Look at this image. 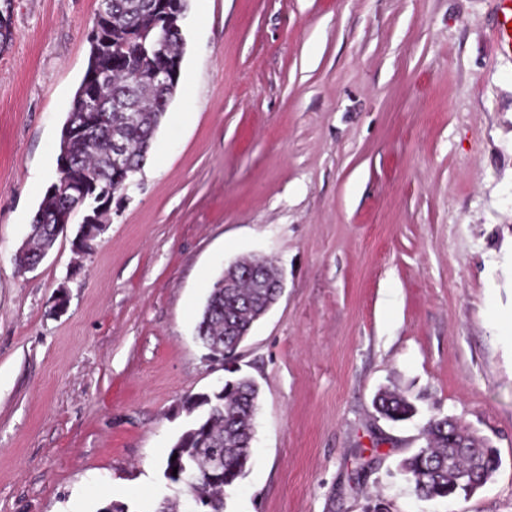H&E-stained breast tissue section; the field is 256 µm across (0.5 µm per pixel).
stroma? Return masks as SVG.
<instances>
[{"label":"stroma","instance_id":"obj_1","mask_svg":"<svg viewBox=\"0 0 512 512\" xmlns=\"http://www.w3.org/2000/svg\"><path fill=\"white\" fill-rule=\"evenodd\" d=\"M102 0H13L0 53V512H153L226 368L195 325L225 263L274 307L229 367L259 387L224 512H512V50L497 0H190L178 93L92 251L81 215L13 255L57 175ZM397 392L418 409L391 423ZM446 416L497 450L473 495L399 470ZM49 206L46 197L42 198L37 211L35 212L29 233L24 244V258L27 263H39L40 256L45 249H51L56 241L52 232V224L42 223V215ZM377 412L385 419L400 422L410 419L416 407L404 396L391 391H379L374 398Z\"/></svg>","mask_w":512,"mask_h":512}]
</instances>
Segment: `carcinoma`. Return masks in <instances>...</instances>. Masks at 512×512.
<instances>
[{
  "label": "carcinoma",
  "instance_id": "carcinoma-1",
  "mask_svg": "<svg viewBox=\"0 0 512 512\" xmlns=\"http://www.w3.org/2000/svg\"><path fill=\"white\" fill-rule=\"evenodd\" d=\"M112 36V56L101 66L110 77L89 81L85 74L75 92L64 127L84 123L85 99L94 93L100 100L98 120L86 137L76 142L70 154L58 155L67 160L75 175L91 172L97 183L88 186L90 199L105 187L121 192L136 173L142 170L155 134L164 119L170 100L162 90L148 82V73L165 63L154 52L156 0H104ZM120 137L126 145L129 168H117L112 160V140ZM49 206L41 200L24 242V261L39 262L42 252L53 247L56 238L52 225L42 222ZM274 297L273 289L258 288L254 280L236 278L235 287L213 286L196 336L201 345L218 352L240 339L252 327L255 316ZM259 388L255 380L242 376L224 381V391L190 395L184 400L189 411H201L188 423L172 446L166 460L164 477L182 488L187 498H208L207 512H224L226 490L245 475L252 455L255 436L254 419ZM377 412L385 419L400 422L410 419L416 407L404 396L380 391L374 398ZM425 445L400 463L401 471L423 500L445 499L460 493L469 494L473 483L498 469L500 457L495 449L479 438L461 430L446 417H434L423 430ZM224 458V484L205 480L212 459ZM185 468L172 475L173 468Z\"/></svg>",
  "mask_w": 512,
  "mask_h": 512
}]
</instances>
